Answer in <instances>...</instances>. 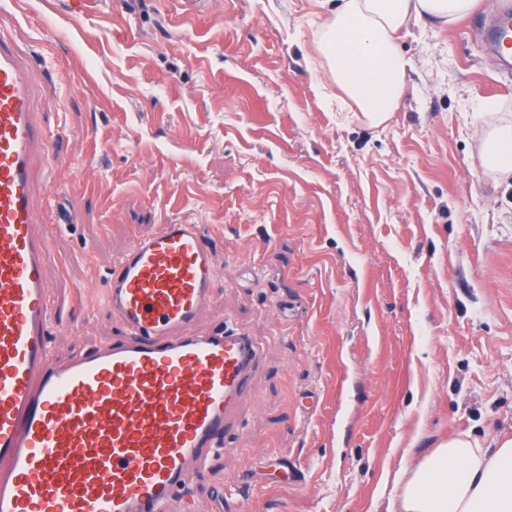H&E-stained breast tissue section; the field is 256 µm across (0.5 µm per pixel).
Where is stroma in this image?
Returning a JSON list of instances; mask_svg holds the SVG:
<instances>
[{"mask_svg": "<svg viewBox=\"0 0 512 512\" xmlns=\"http://www.w3.org/2000/svg\"><path fill=\"white\" fill-rule=\"evenodd\" d=\"M504 3L408 22L406 92L374 126L320 64L319 0H6L63 134L32 175L53 360L120 339L106 278L167 223L208 225L222 271L195 331L261 348L223 452L187 468L194 512H388L448 436L512 433V176L479 142L512 124L480 37Z\"/></svg>", "mask_w": 512, "mask_h": 512, "instance_id": "1", "label": "stroma"}]
</instances>
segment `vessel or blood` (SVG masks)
I'll use <instances>...</instances> for the list:
<instances>
[{"mask_svg": "<svg viewBox=\"0 0 512 512\" xmlns=\"http://www.w3.org/2000/svg\"><path fill=\"white\" fill-rule=\"evenodd\" d=\"M34 97L0 27V512H167L186 494L187 463L223 449L259 348L230 326L191 332L221 281L208 227L160 224L106 279L123 339L51 360L32 170L56 135Z\"/></svg>", "mask_w": 512, "mask_h": 512, "instance_id": "vessel-or-blood-1", "label": "vessel or blood"}]
</instances>
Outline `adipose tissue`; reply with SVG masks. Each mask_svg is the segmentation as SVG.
Returning a JSON list of instances; mask_svg holds the SVG:
<instances>
[{
    "mask_svg": "<svg viewBox=\"0 0 512 512\" xmlns=\"http://www.w3.org/2000/svg\"><path fill=\"white\" fill-rule=\"evenodd\" d=\"M476 0H338L317 49L338 88L372 125L386 122L401 99L410 61L395 36L407 21L433 18L452 25ZM483 167L512 173V125L483 140ZM392 512H512V435L488 447L468 434L448 438L422 462L402 469Z\"/></svg>",
    "mask_w": 512,
    "mask_h": 512,
    "instance_id": "adipose-tissue-1",
    "label": "adipose tissue"
}]
</instances>
